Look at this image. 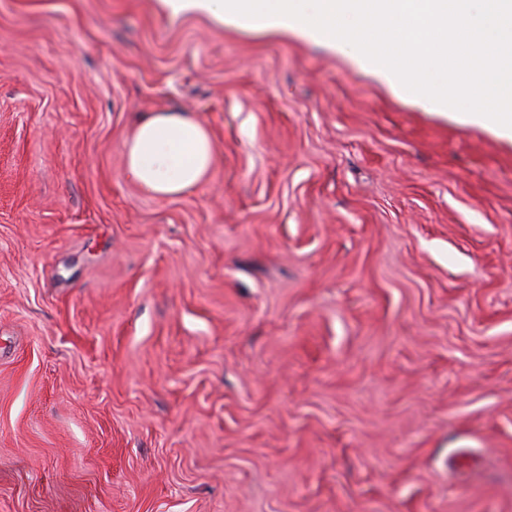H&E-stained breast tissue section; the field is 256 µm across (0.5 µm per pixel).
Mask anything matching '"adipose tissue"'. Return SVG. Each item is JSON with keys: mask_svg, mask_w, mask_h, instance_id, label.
I'll use <instances>...</instances> for the list:
<instances>
[{"mask_svg": "<svg viewBox=\"0 0 512 512\" xmlns=\"http://www.w3.org/2000/svg\"><path fill=\"white\" fill-rule=\"evenodd\" d=\"M213 153L211 135L195 115L153 112L125 145L124 173L144 195L174 196L207 179Z\"/></svg>", "mask_w": 512, "mask_h": 512, "instance_id": "adipose-tissue-1", "label": "adipose tissue"}]
</instances>
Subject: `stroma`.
I'll use <instances>...</instances> for the list:
<instances>
[{
  "label": "stroma",
  "mask_w": 512,
  "mask_h": 512,
  "mask_svg": "<svg viewBox=\"0 0 512 512\" xmlns=\"http://www.w3.org/2000/svg\"><path fill=\"white\" fill-rule=\"evenodd\" d=\"M174 111L213 165L149 197ZM0 512H512V142L293 32L0 0ZM206 126L188 112H152L125 145L124 173L144 195L169 197L202 184L213 161Z\"/></svg>",
  "instance_id": "stroma-1"
}]
</instances>
